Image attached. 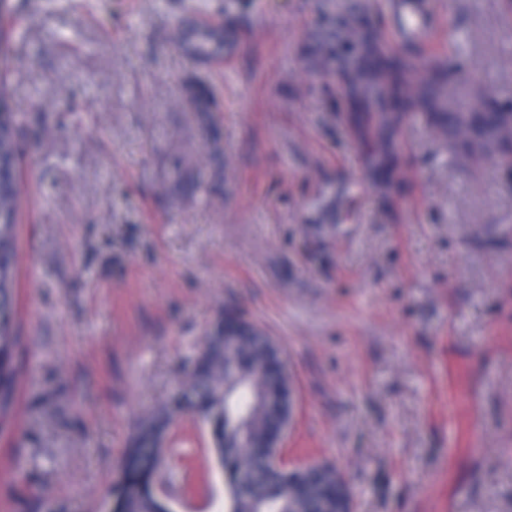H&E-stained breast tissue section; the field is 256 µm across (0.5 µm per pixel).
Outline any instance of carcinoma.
<instances>
[{"label":"carcinoma","mask_w":512,"mask_h":512,"mask_svg":"<svg viewBox=\"0 0 512 512\" xmlns=\"http://www.w3.org/2000/svg\"><path fill=\"white\" fill-rule=\"evenodd\" d=\"M15 6L0 0V86L10 77V45L15 37ZM327 24L311 50L320 69L339 74L357 126L376 167L398 183L397 130L421 114L442 143L465 161L494 155L512 168V105L500 103L478 81H459L462 64L426 51L425 43L405 37L404 47L385 40L369 7L346 0L330 5ZM225 34L196 25L180 27L177 47L199 61L224 51ZM198 112L217 104L207 87L191 82ZM33 130L21 126L11 99L0 92V414L12 411L18 352L23 336L17 324L15 266L22 199L20 182ZM275 340L235 311L224 312L205 336L203 351L189 374L187 391L158 415L139 423L125 449L107 512H172L156 489L165 466V421L185 409L209 424L224 472L226 512H337L344 496L340 471L323 463L288 474L274 467L270 443L284 429L294 381L272 365Z\"/></svg>","instance_id":"cac0c4a2"}]
</instances>
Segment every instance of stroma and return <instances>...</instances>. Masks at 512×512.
Returning a JSON list of instances; mask_svg holds the SVG:
<instances>
[{"mask_svg":"<svg viewBox=\"0 0 512 512\" xmlns=\"http://www.w3.org/2000/svg\"><path fill=\"white\" fill-rule=\"evenodd\" d=\"M9 82L39 135L18 227L24 336L0 512H96L133 426L231 308L299 396L287 463L336 464L352 512H512V174L426 119L386 197L339 81L304 59L322 0H26ZM465 78L512 103L507 0H433ZM236 21L224 66L174 44ZM220 103L206 136L183 94ZM173 512H225L209 426L165 431ZM187 90L196 112L207 114L216 109V101L205 85L191 82L187 85Z\"/></svg>","mask_w":512,"mask_h":512,"instance_id":"35a3bbf8","label":"stroma"}]
</instances>
